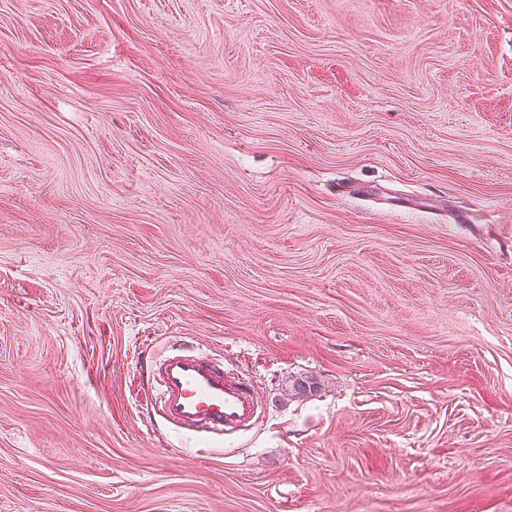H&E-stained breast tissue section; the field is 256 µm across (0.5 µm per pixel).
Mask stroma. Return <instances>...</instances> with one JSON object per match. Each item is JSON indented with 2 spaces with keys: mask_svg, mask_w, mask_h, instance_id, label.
<instances>
[{
  "mask_svg": "<svg viewBox=\"0 0 512 512\" xmlns=\"http://www.w3.org/2000/svg\"><path fill=\"white\" fill-rule=\"evenodd\" d=\"M0 512H512V0H0ZM147 379L156 389L151 412L176 431L201 437L237 436L262 413L253 382L227 372L203 351L175 348L145 363Z\"/></svg>",
  "mask_w": 512,
  "mask_h": 512,
  "instance_id": "35a3bbf8",
  "label": "stroma"
}]
</instances>
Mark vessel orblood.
Masks as SVG:
<instances>
[{
    "label": "vessel or blood",
    "instance_id": "vessel-or-blood-1",
    "mask_svg": "<svg viewBox=\"0 0 512 512\" xmlns=\"http://www.w3.org/2000/svg\"><path fill=\"white\" fill-rule=\"evenodd\" d=\"M156 390L151 412L177 431L201 437H229L259 419L262 402L253 382L228 372L203 351L173 349L146 363Z\"/></svg>",
    "mask_w": 512,
    "mask_h": 512
}]
</instances>
